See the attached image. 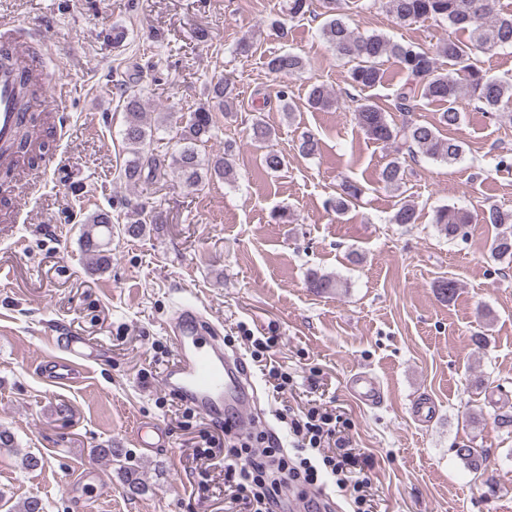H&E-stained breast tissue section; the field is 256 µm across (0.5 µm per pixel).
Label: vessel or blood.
Wrapping results in <instances>:
<instances>
[{
	"label": "vessel or blood",
	"instance_id": "b4317fda",
	"mask_svg": "<svg viewBox=\"0 0 512 512\" xmlns=\"http://www.w3.org/2000/svg\"><path fill=\"white\" fill-rule=\"evenodd\" d=\"M1 40L14 41L12 25L0 24ZM14 43L21 67L34 74L39 82H46L47 64L42 53L34 51L26 43ZM16 87V71L0 70V144L13 140L20 121L21 113L15 101ZM169 335L176 360L163 375L165 389L206 417L222 413L225 400L237 401L235 428L241 432L250 431L254 419L247 404L250 397L248 382L238 370L239 359L225 353L221 338L214 336L197 306L185 305L178 310ZM56 342L61 354L46 360L42 371L52 381H71L78 374L82 362L89 359L90 346L83 337L64 331L59 332ZM348 384L363 402L373 403L380 398L378 383L369 374H353Z\"/></svg>",
	"mask_w": 512,
	"mask_h": 512
}]
</instances>
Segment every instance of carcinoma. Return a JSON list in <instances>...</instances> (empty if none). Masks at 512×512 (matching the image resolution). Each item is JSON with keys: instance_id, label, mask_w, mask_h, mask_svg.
Wrapping results in <instances>:
<instances>
[{"instance_id": "cac0c4a2", "label": "carcinoma", "mask_w": 512, "mask_h": 512, "mask_svg": "<svg viewBox=\"0 0 512 512\" xmlns=\"http://www.w3.org/2000/svg\"><path fill=\"white\" fill-rule=\"evenodd\" d=\"M382 2L385 11L397 25H409L426 19L444 20L458 31L469 33V41L448 37L436 45L425 48L414 43H400L383 33L361 34L351 28L344 13L346 0H319L320 16L324 21L319 34L328 48L337 56L353 63L349 72V86L364 91L380 85L384 72L382 61L393 58L399 64L404 82L392 99V109L402 116L397 123L388 119V112L367 98L358 103L354 119L365 134L376 143L392 149V156L379 172V182L389 189L398 190L405 184V168L400 158L403 147H416L426 156L450 165L461 159L462 142L442 134L461 124L463 113L459 100L473 98L476 108L494 115L512 108V81L490 78L479 68L476 53L490 54L498 49L512 47V12L497 9V0H373ZM286 13L294 21L313 13L312 0H288ZM450 62L448 71L439 67V59ZM267 69L274 74L292 76L307 67L306 60L295 53L275 54L266 61ZM20 89L17 98L19 109H27L28 102L36 95L39 84L27 70L20 69ZM124 126L122 140L129 157L117 172V179L129 186L140 183H156L173 173L188 189H195L206 181L221 179L224 183H236L238 173L234 164L236 143L224 141V151L203 154L201 148L213 138L215 113L218 106L228 116L236 108V88L228 79L219 78L206 88V100L192 105L181 115L176 133L175 148L170 153L155 154L150 151L157 131L169 127L174 121L171 112H165L151 121L144 111L140 95L126 87L121 90ZM307 100L310 108L326 111L338 100L322 83L310 84ZM443 106L438 124L418 123L413 114L421 102ZM46 117L37 116L25 124L27 141L19 150L27 154L38 139V127ZM252 143L266 149L262 166L271 174L286 166L283 154L267 148L276 136L275 130L261 116H256L251 127ZM364 189L358 183L344 180L336 188L330 200L331 210L340 216L358 205ZM137 219L122 226L121 233L130 237L143 236L150 224L163 223L161 213L146 209L141 203L125 201ZM416 205L405 200L390 218L392 224L417 223ZM486 224L507 225L493 242L491 257L497 261L512 260V210L492 205L482 214ZM473 216L455 206H441L435 210L434 224L444 236L464 238L469 233ZM81 248L91 260V270L102 273L112 263V212L97 209L91 213L81 228ZM306 285L316 293H327L338 288L335 276L318 270L307 273ZM459 284L450 278L437 281L436 291L445 301H451L458 292ZM455 454L474 473L486 471V451L482 448H457ZM120 477L132 494L146 492L140 471L136 467L123 466ZM8 512H46V504L37 496H30Z\"/></svg>"}]
</instances>
